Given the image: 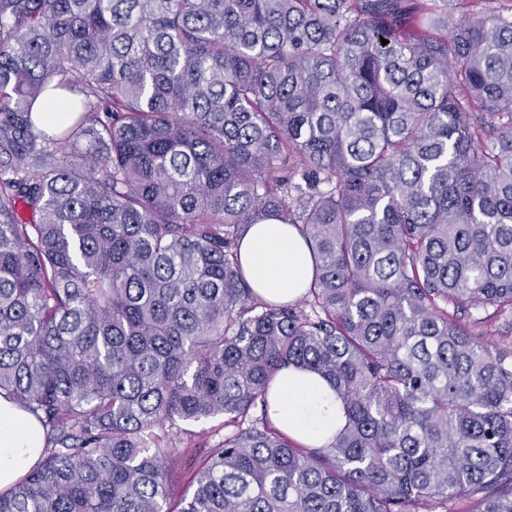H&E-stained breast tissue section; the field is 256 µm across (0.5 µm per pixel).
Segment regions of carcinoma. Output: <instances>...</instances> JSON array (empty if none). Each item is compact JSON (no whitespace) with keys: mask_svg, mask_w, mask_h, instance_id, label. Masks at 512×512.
Wrapping results in <instances>:
<instances>
[{"mask_svg":"<svg viewBox=\"0 0 512 512\" xmlns=\"http://www.w3.org/2000/svg\"><path fill=\"white\" fill-rule=\"evenodd\" d=\"M483 4L0 0V396L45 436L0 512H512V346L448 313L512 310V12ZM270 220L313 252L295 302L242 270ZM288 366L345 405L324 447L267 418ZM218 416L172 503L182 424Z\"/></svg>","mask_w":512,"mask_h":512,"instance_id":"cac0c4a2","label":"carcinoma"}]
</instances>
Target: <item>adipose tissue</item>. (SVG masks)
<instances>
[{
  "label": "adipose tissue",
  "mask_w": 512,
  "mask_h": 512,
  "mask_svg": "<svg viewBox=\"0 0 512 512\" xmlns=\"http://www.w3.org/2000/svg\"><path fill=\"white\" fill-rule=\"evenodd\" d=\"M249 283L274 302L297 300L313 276V260L294 227L277 221L254 225L240 246ZM272 423L297 442L327 445L346 422L344 405L327 381L293 366L282 369L268 399ZM42 429L35 418L0 398V489L10 486L37 460Z\"/></svg>",
  "instance_id": "adipose-tissue-1"
}]
</instances>
